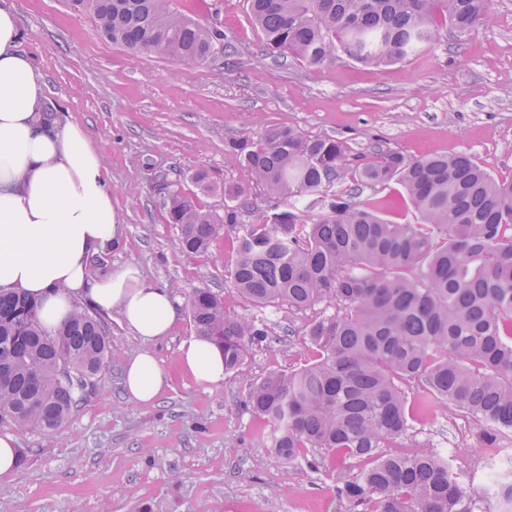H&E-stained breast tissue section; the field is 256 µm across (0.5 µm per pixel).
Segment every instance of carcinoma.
Wrapping results in <instances>:
<instances>
[{"label":"carcinoma","instance_id":"obj_1","mask_svg":"<svg viewBox=\"0 0 512 512\" xmlns=\"http://www.w3.org/2000/svg\"><path fill=\"white\" fill-rule=\"evenodd\" d=\"M172 0H67L102 36L133 53L203 65L224 55V32L177 12ZM250 17L283 58L319 66L343 53L362 64L399 62L489 24L491 0H249ZM271 200L272 213L224 216L167 187V221L186 254L219 232L235 239L229 278L246 301L297 311L324 306L302 331L313 357L271 372L245 406L270 423L271 451L316 472L353 461L336 485L353 512H486L467 494L452 459L396 452L437 404L472 417L484 447L512 431V181L470 156L408 159L376 145L350 157L331 137L273 127L228 145ZM398 180L417 224L396 223L355 201L360 188ZM310 198L322 213L297 203ZM196 335L219 347L224 372L277 341L263 321L227 313L211 289L192 291ZM112 355L102 320L78 305L45 329L37 305L0 293V421L57 430ZM494 512H512V480L495 488Z\"/></svg>","mask_w":512,"mask_h":512}]
</instances>
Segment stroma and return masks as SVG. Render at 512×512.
<instances>
[{
  "mask_svg": "<svg viewBox=\"0 0 512 512\" xmlns=\"http://www.w3.org/2000/svg\"><path fill=\"white\" fill-rule=\"evenodd\" d=\"M10 2L47 104L84 124L105 159L125 232L121 245L94 257L95 267H136L172 292L179 318L172 335L152 347L171 374L154 403H135L124 391L123 364L142 343L112 312L103 316L112 359L57 431L0 422V434L13 435L26 457L0 482V512H350L336 496V476L352 463L317 474L283 462L266 446L267 422L244 406L251 383L310 358L302 330L321 307L261 309L239 297L225 278L234 241L220 236L207 254H183L163 187L177 185L220 215L225 186L236 185L260 214L267 208L262 190L225 146L275 126L340 139L354 155L375 143L409 158L467 153L495 179H511L512 0H493L491 23L463 45L447 32L435 48L399 63L365 66L340 56L318 67L270 50L248 0H172L179 12L223 30L231 47L201 67L131 54L64 0ZM199 172L209 176L211 192L194 183ZM403 194L392 181L362 188L357 200L393 221L415 222ZM200 287L222 294L230 314L266 321L278 338L254 347L212 390L179 368V347L195 334L188 297ZM405 443L450 447L474 495L507 464L503 457L483 463L479 427L461 415L432 417Z\"/></svg>",
  "mask_w": 512,
  "mask_h": 512,
  "instance_id": "obj_1",
  "label": "stroma"
}]
</instances>
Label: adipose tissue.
I'll return each mask as SVG.
<instances>
[{
  "label": "adipose tissue",
  "instance_id": "obj_1",
  "mask_svg": "<svg viewBox=\"0 0 512 512\" xmlns=\"http://www.w3.org/2000/svg\"><path fill=\"white\" fill-rule=\"evenodd\" d=\"M44 107L17 15L0 4V290L35 298L49 329L79 300L118 311L144 344L124 366V387L136 403H152L171 376L151 345L173 331L175 301L138 269H94L92 257L122 239L104 159L82 124L64 114L44 119ZM180 368L207 389L224 382V358L203 337L182 343Z\"/></svg>",
  "mask_w": 512,
  "mask_h": 512
}]
</instances>
